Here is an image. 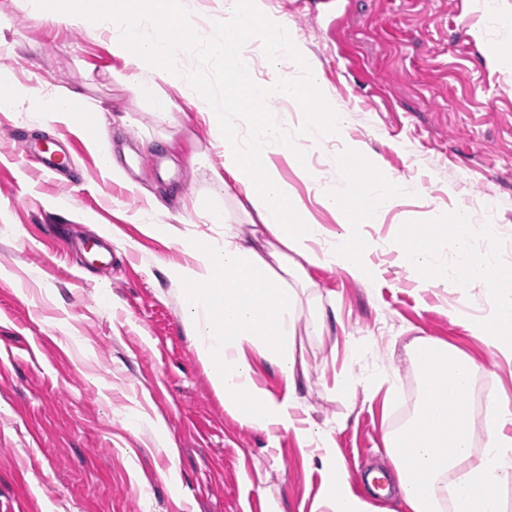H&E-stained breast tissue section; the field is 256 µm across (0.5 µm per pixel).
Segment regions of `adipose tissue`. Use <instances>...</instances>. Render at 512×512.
I'll return each mask as SVG.
<instances>
[{
	"mask_svg": "<svg viewBox=\"0 0 512 512\" xmlns=\"http://www.w3.org/2000/svg\"><path fill=\"white\" fill-rule=\"evenodd\" d=\"M43 16H63L73 27L92 26L112 33V51L125 60L115 78L141 97L155 100L158 113H166L165 99L156 95V81L179 82L189 87L198 113L207 117L214 140L224 151V171L215 174L219 187L235 183L241 190L236 202L251 229L224 224L223 216L203 197H195V216L223 223L222 242L181 238L178 229L154 218L143 232L166 244L179 246L183 262L166 266L169 280L182 292V313L196 355L216 395L240 421L268 431L294 435L308 449L325 475L314 512H370L367 502L347 491L348 471L337 450L334 430L305 418L298 387L302 372L294 354L298 334V287H310V265L339 267L350 275L369 278L366 251L359 242L363 225L376 223L381 211L394 201L399 183L391 180L361 187L354 174H346L333 187L316 185L323 205L337 211L340 231L329 232L302 214L297 197L282 179L277 158L287 157V137L271 123L264 110L267 98L299 97L316 89L315 73L304 81L289 80L280 60L291 55L293 44L277 30L275 53L268 62L269 77L257 80L253 69H240L245 59V37L239 20L251 14L253 27L263 30L270 21L249 12L247 0H224V38L209 45L212 56L223 60L224 75L244 80L251 95L234 102L232 109L245 122L246 135L227 136L224 113L214 95L176 65L179 46L172 31L187 24L178 0H40ZM154 74L155 83L145 81ZM43 112L52 121L79 122L85 114L101 115L99 101L80 91L61 88L47 98ZM358 197L357 208L346 202ZM454 261H446L431 234L411 231L400 251L410 268L431 269L444 287L465 292L474 284L485 288L487 316L470 327L494 356L512 362V267L494 248L473 256L470 240L478 230L466 209L453 215ZM494 241L492 228L479 230ZM421 381L412 416L398 429L385 432L383 444L392 466L404 512H443V496L453 493V512H500L499 488L512 482V400L496 398L488 420L481 455L472 452L470 393L479 365L460 349L434 337H415L405 346ZM263 357L284 378L288 393L277 398L255 378L254 356ZM459 472L456 485H448L449 472Z\"/></svg>",
	"mask_w": 512,
	"mask_h": 512,
	"instance_id": "1",
	"label": "adipose tissue"
}]
</instances>
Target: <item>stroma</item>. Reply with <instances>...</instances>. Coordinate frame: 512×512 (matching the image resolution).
I'll use <instances>...</instances> for the list:
<instances>
[{
  "instance_id": "stroma-1",
  "label": "stroma",
  "mask_w": 512,
  "mask_h": 512,
  "mask_svg": "<svg viewBox=\"0 0 512 512\" xmlns=\"http://www.w3.org/2000/svg\"><path fill=\"white\" fill-rule=\"evenodd\" d=\"M193 25L182 64L213 92L224 65L199 40L224 33L220 0H180ZM287 25L297 47L281 68L292 79L316 68L322 103L346 113L326 146L306 138L302 100L270 98L266 110L288 135L284 179L315 223L337 230L310 179L333 184L348 161L370 180L399 179L396 203L361 240L375 274L358 281L337 267L308 266L297 359L311 417L334 427L350 481L387 464L385 431L414 412L420 380L405 352L416 336L448 341L481 366L471 393L474 448H482L488 398H512V363L487 352L467 323L487 314L485 290L425 288L428 272L404 267L407 226H427L453 252L450 221L465 207L475 227L497 228L512 265V0L493 16L474 0H258ZM33 0H0V70L22 98L0 108V512H312L324 476L293 434L240 423L213 391L186 333L177 287L164 264L181 261L141 224L152 207L183 214L209 194L223 167L207 123L164 83L168 118L115 81L124 62L109 33L41 19ZM500 63L489 62V54ZM59 87L99 100L112 121L98 133L124 173L112 178L86 131L44 126L42 103ZM69 153L65 175L35 174L14 128ZM335 303L329 332L315 335L319 306ZM462 316H452V309ZM357 355H350L346 339ZM386 367L384 390L336 392L348 372ZM168 426L159 436L152 419ZM176 464L173 483L160 470Z\"/></svg>"
}]
</instances>
